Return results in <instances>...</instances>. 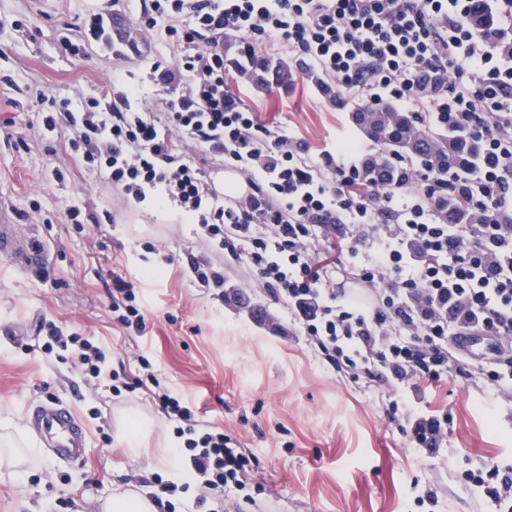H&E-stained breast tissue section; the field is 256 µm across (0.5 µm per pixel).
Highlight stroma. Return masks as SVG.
I'll return each instance as SVG.
<instances>
[{"mask_svg":"<svg viewBox=\"0 0 512 512\" xmlns=\"http://www.w3.org/2000/svg\"><path fill=\"white\" fill-rule=\"evenodd\" d=\"M132 8V0H0V204L50 254L36 269L0 255V438L41 451L21 476L0 469V512H46L52 503L58 512H105L118 484L171 480L170 466L152 458L174 446V425L137 383L143 356L207 423L258 457L262 512H421L414 502L429 489L438 496L434 512H485L457 467L485 459L512 466V403L492 404L491 388L479 381L427 386L425 405L449 410L453 421L441 454L420 456L388 425L378 391L337 376L247 266L220 264L223 297L197 287L186 258L212 256L213 248L192 225L153 201L123 202L72 156L67 132H43L51 100L79 108L114 76L158 112L164 93L147 73L169 57L163 28L139 29L132 47L109 30L89 35L94 18ZM66 37L86 39V57L69 56ZM268 55L288 64V83L262 88L227 76L260 123L289 128L315 150L362 139L349 106L331 102L287 46ZM57 168L64 183L52 176ZM71 208L85 214L83 229L67 223ZM157 242L163 254L150 252ZM152 267L162 273L146 286L139 336L114 319L105 280L112 271L138 278ZM42 319L96 341L125 383L121 395L88 389L67 352L44 354L36 335ZM49 400L67 404L86 429L82 463L58 461L27 427V406ZM132 408L153 419L148 453L137 458L115 437Z\"/></svg>","mask_w":512,"mask_h":512,"instance_id":"obj_1","label":"stroma"}]
</instances>
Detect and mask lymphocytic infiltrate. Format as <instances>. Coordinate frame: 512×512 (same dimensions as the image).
I'll return each instance as SVG.
<instances>
[{
    "label": "lymphocytic infiltrate",
    "mask_w": 512,
    "mask_h": 512,
    "mask_svg": "<svg viewBox=\"0 0 512 512\" xmlns=\"http://www.w3.org/2000/svg\"><path fill=\"white\" fill-rule=\"evenodd\" d=\"M476 0H141L138 25L166 21L170 62L151 79L166 90L163 117L133 107L132 95L103 93L74 110L52 102L50 129L72 132L71 150L127 201L154 195L195 224L220 257L245 262L300 333L340 376L378 384L384 415L414 451L437 457L448 414L418 398L422 384L448 378L492 386L512 401V53L470 24ZM288 46L345 94L370 103L445 112L474 131L482 158L472 177L482 224L437 219L431 190L376 191L364 185L347 141L312 153L284 128L260 124L224 86L226 32ZM199 148L235 167L249 186L220 198L191 156ZM109 308L143 333L145 306L133 281L111 274ZM43 347L70 350L93 386L106 381V355L79 334L40 323ZM488 336L477 359L458 336ZM153 398L176 424L175 454L192 477L158 482L160 493L216 503L222 512L255 506L254 454L218 427L199 423L182 394L163 387L142 360ZM460 478L493 512H512V467L485 460ZM253 493H246V486ZM240 498H233V491Z\"/></svg>",
    "instance_id": "lymphocytic-infiltrate-1"
}]
</instances>
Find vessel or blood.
<instances>
[{"label": "vessel or blood", "instance_id": "1", "mask_svg": "<svg viewBox=\"0 0 512 512\" xmlns=\"http://www.w3.org/2000/svg\"><path fill=\"white\" fill-rule=\"evenodd\" d=\"M0 254L20 261L27 267H40L47 262V252L33 236L23 234L10 209L0 206ZM26 423L46 441L61 462H82L86 455L87 433L62 402L39 404L27 414Z\"/></svg>", "mask_w": 512, "mask_h": 512}]
</instances>
